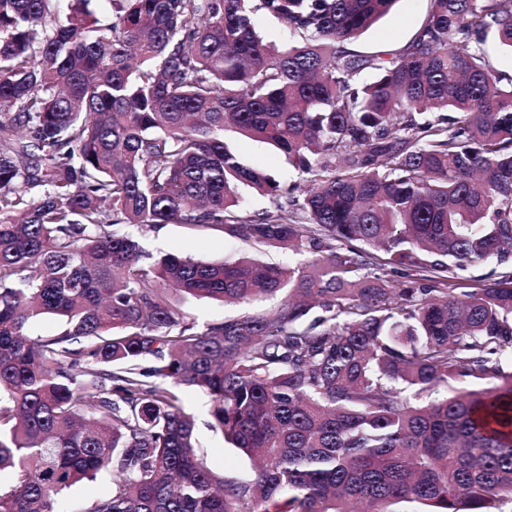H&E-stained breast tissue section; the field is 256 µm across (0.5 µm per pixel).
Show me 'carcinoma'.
Returning <instances> with one entry per match:
<instances>
[{"instance_id": "obj_1", "label": "carcinoma", "mask_w": 512, "mask_h": 512, "mask_svg": "<svg viewBox=\"0 0 512 512\" xmlns=\"http://www.w3.org/2000/svg\"><path fill=\"white\" fill-rule=\"evenodd\" d=\"M0 0V512H504L512 504V0H430L398 53L348 44L396 0ZM286 23L288 45L255 16ZM228 128L297 181L247 166ZM269 197L253 215L239 189ZM162 224L296 266L152 257ZM178 294L252 304L204 326ZM58 331L31 333L43 315ZM456 378L468 386L434 399ZM258 461L210 468L183 391ZM224 140L245 164L273 175L281 185L287 187L295 179L286 157L272 145L253 140L234 130L225 131ZM505 271L495 260L472 263L464 270H457L459 278L448 279V288H464L478 285L483 288L492 287L500 279V272ZM112 489V480L106 476H99L94 481H85L68 490L58 499L59 510H67L71 504L82 502L85 506Z\"/></svg>"}]
</instances>
